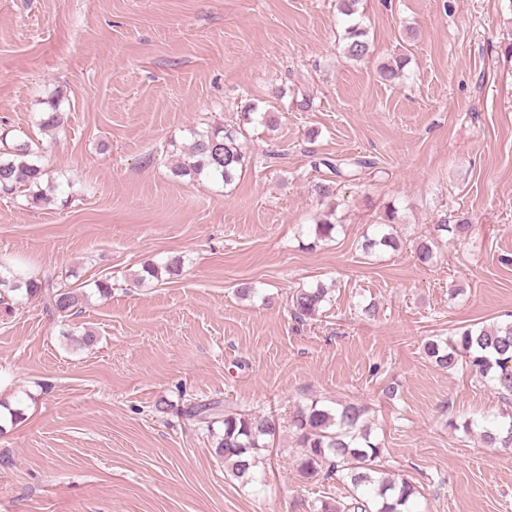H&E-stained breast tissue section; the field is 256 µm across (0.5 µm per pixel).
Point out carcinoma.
<instances>
[{
  "label": "carcinoma",
  "instance_id": "cac0c4a2",
  "mask_svg": "<svg viewBox=\"0 0 512 512\" xmlns=\"http://www.w3.org/2000/svg\"><path fill=\"white\" fill-rule=\"evenodd\" d=\"M345 39L348 58L359 61L368 54L367 31L360 25L347 27ZM405 62L403 57L394 59L393 63L380 68L379 77L386 82L400 79ZM243 121L269 128L277 124L275 113L260 112L255 106L243 113ZM62 125V113L55 110L42 113L39 120V127L44 131L57 130ZM246 140L245 129L239 124L208 123L192 127L177 148L172 174L191 182L205 179L228 186L250 163ZM323 164L338 176L345 173L355 176L373 167L374 162L356 156L336 161L325 159ZM59 191L60 183L47 171L35 144L29 141L9 144L0 136V196H22L27 204L46 209L57 203ZM399 225L397 208L388 206L383 222L377 225L376 233L362 248L366 251L377 247L398 249ZM471 229L472 224L465 218H457L452 224L446 217L440 219L433 225V233L417 243V259L423 264L433 263L439 241L448 235L464 239ZM336 231L333 210L323 214L311 228L318 241L332 239ZM183 268L184 260L180 256L171 257L161 265L148 262L143 265L139 280L174 279L182 275ZM0 286L5 296L10 292H20L28 298L38 296L43 299L46 310L58 315L71 312L85 299V291L62 282V276L55 271L41 279H32L20 269L0 263ZM327 299L325 288H299L289 300L291 316L301 324L312 321ZM424 353L441 369L454 370L463 363L479 378L492 382L498 393L512 396V321L468 325L461 328L455 338L428 341ZM156 409L161 413L176 409L197 422L211 436L216 454L224 459L228 472L245 483H262L256 474L261 451L269 447V440L281 429L274 416L231 410L218 400H190L179 407L162 397ZM289 427L295 431L301 449L300 475L307 480L321 481L338 474L347 485L345 496L320 501L316 512H414L413 503L421 491L407 479L389 478L379 469L382 448L371 441L364 405L345 402L332 410L314 400L295 408ZM484 437L497 448H511L512 422L485 430Z\"/></svg>",
  "mask_w": 512,
  "mask_h": 512
}]
</instances>
